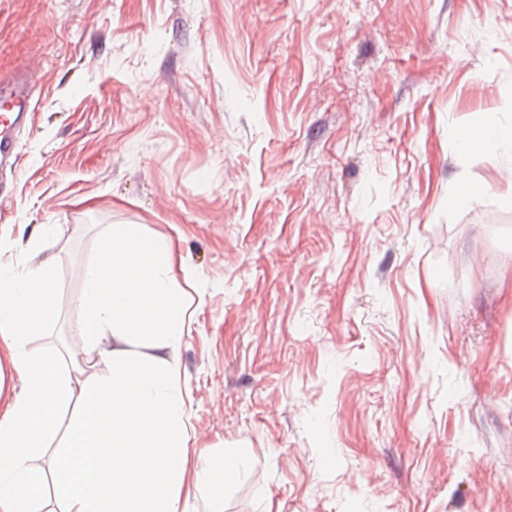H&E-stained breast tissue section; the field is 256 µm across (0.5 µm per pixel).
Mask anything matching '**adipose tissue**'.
Wrapping results in <instances>:
<instances>
[{
  "mask_svg": "<svg viewBox=\"0 0 512 512\" xmlns=\"http://www.w3.org/2000/svg\"><path fill=\"white\" fill-rule=\"evenodd\" d=\"M466 151L512 143V126L458 130ZM171 240L143 224H115L83 268L75 304L88 375L60 352L27 351L59 317L62 284L51 264L17 277L0 263V365L19 389L0 399V512H189L200 491L224 496L237 455L190 467L193 426L179 354L193 303Z\"/></svg>",
  "mask_w": 512,
  "mask_h": 512,
  "instance_id": "1",
  "label": "adipose tissue"
}]
</instances>
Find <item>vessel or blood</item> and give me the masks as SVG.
I'll return each instance as SVG.
<instances>
[{
  "instance_id": "obj_1",
  "label": "vessel or blood",
  "mask_w": 512,
  "mask_h": 512,
  "mask_svg": "<svg viewBox=\"0 0 512 512\" xmlns=\"http://www.w3.org/2000/svg\"><path fill=\"white\" fill-rule=\"evenodd\" d=\"M36 68L0 81V172L15 171L18 162L13 129L26 125L32 110Z\"/></svg>"
}]
</instances>
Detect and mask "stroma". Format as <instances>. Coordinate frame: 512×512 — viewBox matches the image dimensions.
<instances>
[{"mask_svg":"<svg viewBox=\"0 0 512 512\" xmlns=\"http://www.w3.org/2000/svg\"><path fill=\"white\" fill-rule=\"evenodd\" d=\"M30 61L0 260L64 288L27 348L83 359L105 227L170 237L189 455L242 452L191 512H512V145L454 137L512 124V0H0ZM456 137L466 151L486 153L502 143H512V126L486 124L458 130Z\"/></svg>","mask_w":512,"mask_h":512,"instance_id":"stroma-1","label":"stroma"}]
</instances>
